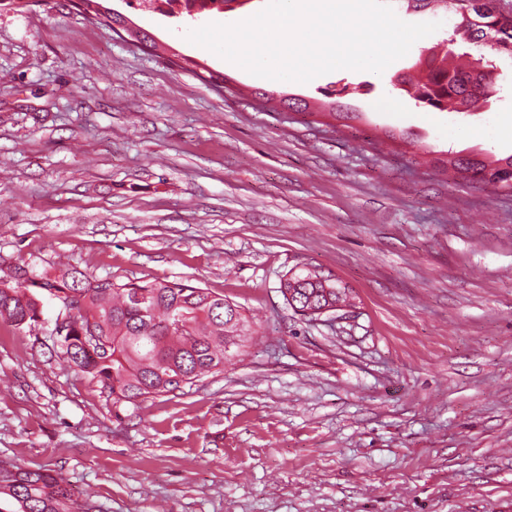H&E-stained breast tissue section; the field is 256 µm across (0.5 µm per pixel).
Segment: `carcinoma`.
Masks as SVG:
<instances>
[{"label":"carcinoma","mask_w":512,"mask_h":512,"mask_svg":"<svg viewBox=\"0 0 512 512\" xmlns=\"http://www.w3.org/2000/svg\"><path fill=\"white\" fill-rule=\"evenodd\" d=\"M463 41L487 35V54L512 59V18L488 8L480 13L455 4ZM443 57L431 54L423 82L414 86L415 99L430 110H445V101L472 89L475 84L495 88L490 65L449 67ZM512 167V154L494 158H468L448 152L441 169L451 170L469 183L495 185L502 165ZM0 288V321L16 328L33 325L42 314L43 297L68 307L70 294H78L77 313L69 330L55 337L63 358L102 391L112 396V407L137 405L150 397L173 393L193 385L201 376L224 371L228 348L244 336L245 318L234 322L224 312L232 303L224 296L182 281L153 279L118 283L97 278L73 266L40 276L17 264ZM280 291L297 312L335 306L348 300L346 289L315 271L281 281ZM14 502L17 512H93L87 500L73 497L65 479L45 470H31L0 462V498Z\"/></svg>","instance_id":"1"}]
</instances>
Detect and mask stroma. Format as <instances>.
<instances>
[{
  "label": "stroma",
  "mask_w": 512,
  "mask_h": 512,
  "mask_svg": "<svg viewBox=\"0 0 512 512\" xmlns=\"http://www.w3.org/2000/svg\"><path fill=\"white\" fill-rule=\"evenodd\" d=\"M391 2L440 29L382 74L306 84L227 65L185 38L206 18L135 0L103 4L168 54L69 0L0 11V271L182 280L252 331L223 372L116 411L59 354L57 302L0 323V460L95 512H512V192L421 157L512 154V62L479 111L427 110L393 78L470 46L448 43L454 11ZM304 267L353 308L295 313L280 281Z\"/></svg>",
  "instance_id": "obj_1"
}]
</instances>
